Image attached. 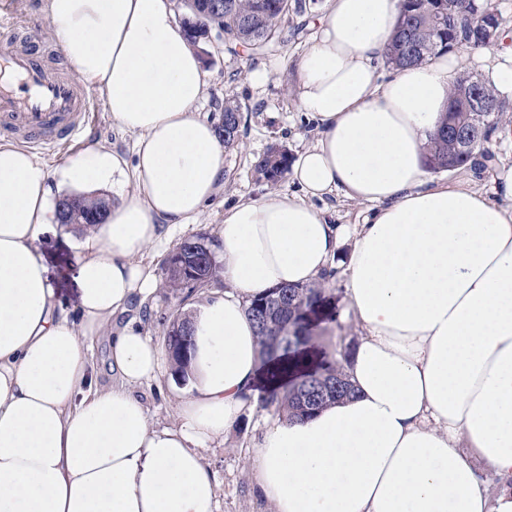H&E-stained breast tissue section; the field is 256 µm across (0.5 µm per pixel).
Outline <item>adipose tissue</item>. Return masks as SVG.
I'll return each instance as SVG.
<instances>
[{"instance_id": "obj_1", "label": "adipose tissue", "mask_w": 512, "mask_h": 512, "mask_svg": "<svg viewBox=\"0 0 512 512\" xmlns=\"http://www.w3.org/2000/svg\"><path fill=\"white\" fill-rule=\"evenodd\" d=\"M400 6L326 0L290 87L316 128L290 166L298 190L225 208L226 290L190 314L178 423L157 428L138 389L164 371L163 345L127 312L159 284L143 257L163 227L196 221L222 186L224 144L197 114L206 73L172 0H44L64 57L137 142L133 158L89 146L54 171L0 145V512H215L204 451L270 389L247 308L319 286L344 245L354 393L266 417L259 495L272 512H512V167L486 190L434 182L424 156L468 56L381 81ZM56 183L115 194L81 231L72 310L38 253ZM328 196L366 205L361 223H334ZM106 331L103 386L91 348Z\"/></svg>"}]
</instances>
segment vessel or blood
Listing matches in <instances>:
<instances>
[{
  "mask_svg": "<svg viewBox=\"0 0 512 512\" xmlns=\"http://www.w3.org/2000/svg\"><path fill=\"white\" fill-rule=\"evenodd\" d=\"M58 47L29 42L0 53V67L17 78L0 82V136L43 147L47 135L71 142L85 128L87 101L74 74L54 68Z\"/></svg>",
  "mask_w": 512,
  "mask_h": 512,
  "instance_id": "vessel-or-blood-1",
  "label": "vessel or blood"
}]
</instances>
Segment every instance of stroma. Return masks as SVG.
Returning <instances> with one entry per match:
<instances>
[{
	"instance_id": "stroma-1",
	"label": "stroma",
	"mask_w": 512,
	"mask_h": 512,
	"mask_svg": "<svg viewBox=\"0 0 512 512\" xmlns=\"http://www.w3.org/2000/svg\"><path fill=\"white\" fill-rule=\"evenodd\" d=\"M304 12L290 14L283 44L258 54L231 50L223 41L213 39L204 45L208 73L206 98L198 106L200 117L212 123L222 121L225 99L232 98L242 107V121L238 145L229 149L224 158V187L206 208L198 222L179 227L171 232V244L205 235L209 241L219 239V226L227 205L260 197L270 186L259 179L254 165L275 144L296 153L311 141L312 125L291 99L288 88L294 75L295 62L311 45V22L319 15L324 0H305ZM266 69L265 82L253 83L249 75L257 69ZM88 105L94 117V127L87 141L118 150L133 157L136 137L120 132L112 123L103 102L95 93H88ZM72 227L56 225L44 234L39 253L47 268L58 297L66 306L76 303V251L72 245ZM224 283L217 280L193 290H172L159 284L154 294L144 303L132 306V313L158 337H165L177 316L187 315L190 307L206 298L223 293ZM329 315L323 332V342L334 360L345 357L355 342L357 332L351 320L342 316V278L331 279L324 290ZM170 373H163L159 381L141 388V398L152 424L166 426L176 421L177 396ZM262 427L257 418H243L240 425L227 437L228 448H211L206 452L207 462L218 480L217 512H270L269 504L256 493L248 449L259 441Z\"/></svg>"
}]
</instances>
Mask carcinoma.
I'll list each match as a JSON object with an SVG mask.
<instances>
[{"label":"carcinoma","instance_id":"carcinoma-1","mask_svg":"<svg viewBox=\"0 0 512 512\" xmlns=\"http://www.w3.org/2000/svg\"><path fill=\"white\" fill-rule=\"evenodd\" d=\"M183 5L191 14L184 21V27L192 45H198L213 29L223 34L225 43L239 45L253 52L265 51L271 45L282 42L288 15L303 8L300 0L294 3L291 0H183ZM455 5V11L440 22L434 10L448 9V0H403L396 33L384 54L386 63L399 70L419 65L443 50L479 51L489 46V42L472 35V25L484 11L485 0H456ZM477 83L496 100L495 113L482 116L465 108L463 94ZM449 98L450 112L428 148L427 163L433 172L445 170L450 158L456 160L457 169L461 170L476 153L486 158L492 157L488 151L491 132L512 123V104L472 73L460 74L450 88ZM240 122L241 105L235 100H225L224 123L216 126L225 147L237 142ZM475 126L481 130L478 143L469 151L458 150L448 131L455 127L467 129ZM256 170L268 184L277 185L288 171V151L270 147L258 161ZM110 204L111 200L106 197L64 196L57 202V212L63 216L59 223L102 224ZM189 269V264L179 267L166 264L163 272L167 286L175 291L186 287L185 278ZM280 292L288 299V309H272L264 321L258 319L255 304L270 300L273 293L253 300L248 307V315L256 326L264 350L271 354L281 351L288 356L287 361L275 365L270 371L273 380L299 366L295 356L299 353L300 341L288 339V322H298V312L302 307L310 312H325V297L320 288L282 287ZM265 405L287 412L291 419L309 416L295 386L283 392L278 388L273 389Z\"/></svg>","mask_w":512,"mask_h":512}]
</instances>
